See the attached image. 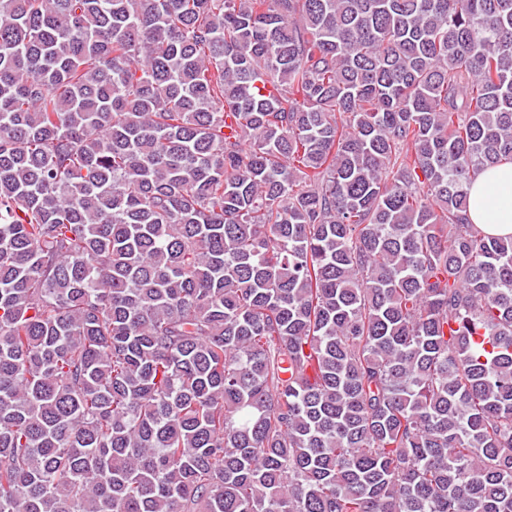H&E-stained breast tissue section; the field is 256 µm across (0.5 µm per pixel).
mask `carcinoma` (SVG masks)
<instances>
[{
  "label": "carcinoma",
  "instance_id": "obj_1",
  "mask_svg": "<svg viewBox=\"0 0 512 512\" xmlns=\"http://www.w3.org/2000/svg\"><path fill=\"white\" fill-rule=\"evenodd\" d=\"M512 0H0V512H512ZM467 213L487 234H512V164L488 169L474 182Z\"/></svg>",
  "mask_w": 512,
  "mask_h": 512
}]
</instances>
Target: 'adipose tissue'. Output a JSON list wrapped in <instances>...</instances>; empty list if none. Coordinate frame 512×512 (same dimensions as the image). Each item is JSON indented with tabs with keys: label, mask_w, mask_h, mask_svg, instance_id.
I'll return each mask as SVG.
<instances>
[{
	"label": "adipose tissue",
	"mask_w": 512,
	"mask_h": 512,
	"mask_svg": "<svg viewBox=\"0 0 512 512\" xmlns=\"http://www.w3.org/2000/svg\"><path fill=\"white\" fill-rule=\"evenodd\" d=\"M468 218L485 233L512 234V164L488 169L474 182Z\"/></svg>",
	"instance_id": "ef3b65f1"
}]
</instances>
